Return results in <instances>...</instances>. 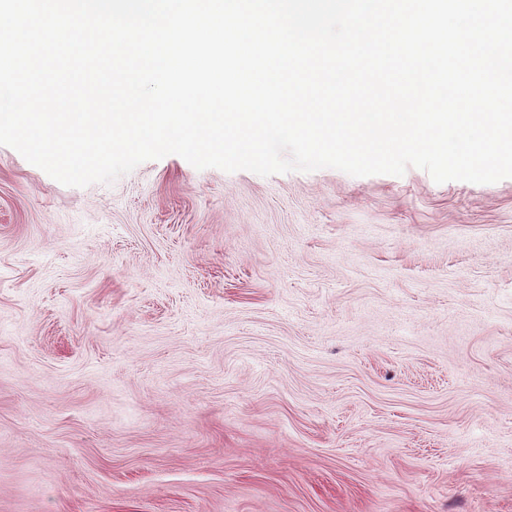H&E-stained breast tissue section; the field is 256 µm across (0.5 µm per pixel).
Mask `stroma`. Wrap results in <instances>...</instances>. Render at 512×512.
<instances>
[{
  "label": "stroma",
  "mask_w": 512,
  "mask_h": 512,
  "mask_svg": "<svg viewBox=\"0 0 512 512\" xmlns=\"http://www.w3.org/2000/svg\"><path fill=\"white\" fill-rule=\"evenodd\" d=\"M0 512H512V178L0 146Z\"/></svg>",
  "instance_id": "35a3bbf8"
}]
</instances>
